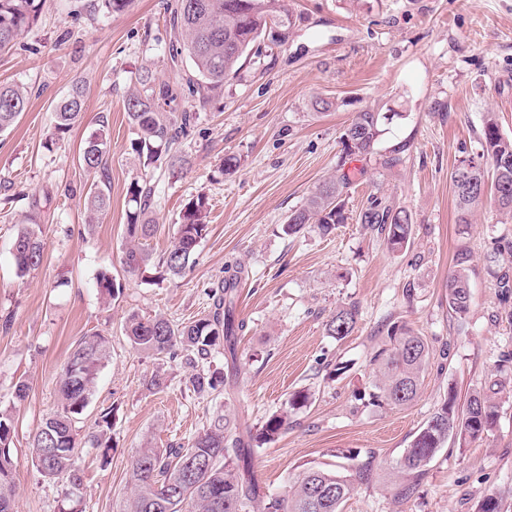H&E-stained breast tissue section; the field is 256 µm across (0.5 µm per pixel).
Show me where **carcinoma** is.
<instances>
[{"label":"carcinoma","instance_id":"cac0c4a2","mask_svg":"<svg viewBox=\"0 0 512 512\" xmlns=\"http://www.w3.org/2000/svg\"><path fill=\"white\" fill-rule=\"evenodd\" d=\"M41 0H0V51L9 48L37 20ZM170 8L173 27L179 38L170 42L168 52L175 61L188 56L197 80H188V91L200 98L224 86L241 67L246 53L274 25L284 24L288 15L286 0H173ZM139 83L145 94L130 96L126 113L135 138L131 147L146 155L151 163L165 160L171 171H181L188 159L172 147L190 137L196 113L182 112L171 118L161 111V102L172 97L170 87L153 88L154 80L142 74ZM29 105V96L18 85H0V133L13 128ZM84 93L74 85L56 103L53 129L56 138L66 135L81 118ZM388 116L373 110L354 115L342 136L343 154L336 175L323 182L308 202L293 210L282 231L297 236L309 229L327 235L347 220L345 198L350 177L344 171L349 158L368 156L380 136ZM107 133L100 124L83 148V166L100 176L94 190L84 201L90 219L98 218L109 206ZM482 154L468 165L466 179L451 175L457 211V223L470 224L471 209L487 195L499 213L512 220V138L504 136L493 114L485 117L481 132ZM126 244L122 263L130 274L140 272L151 260L143 240L154 232L152 209L154 190L150 182L133 181L128 190ZM208 206L200 196L183 212L170 248L160 258L164 274L178 276L195 262L197 248L207 235ZM357 223L384 237L393 251L407 247L411 224L407 214L394 206L373 200L362 209ZM41 226L24 224L12 242V254L20 275L36 269L43 257ZM448 277V308L459 316L469 313L471 304V254L460 248L453 258ZM242 276L236 274L209 288L213 311L184 326H175L161 315H128L124 331L130 344L151 356L175 359L187 351L191 373L185 380L188 391L198 397L218 399L224 393V372L202 366L212 352L221 348L227 373L238 375L236 337L244 323L235 318L233 298ZM99 293L106 302L120 294L122 285L108 269L96 276ZM358 317L356 306L336 310L326 323L329 335L340 340L348 336ZM111 357L108 341L100 333L83 337L74 347L60 375V401L57 409L43 418L30 443L31 461L46 479L64 484L59 512H83L82 482L76 464V449L81 445L98 449L102 463L110 461L112 412L100 416L97 430L81 435V419L95 393L102 369ZM428 364V346L406 325L387 329L386 339L372 354L369 366L374 375L368 403L373 406L405 407L415 401L423 372ZM307 395L297 394L288 401V409L272 415L257 434L241 428L237 414L221 405L209 423L188 444L156 448L147 443L132 458L127 482L133 494L120 512H341L344 501L354 490L352 476L311 467L298 475L283 496L266 493L253 470L252 441L272 440L288 430L290 410L306 403ZM499 406L490 398L474 392L465 403L458 402L454 390H448L442 404L415 433L400 459V494L414 492L425 474V467L448 438L461 445L482 438L498 419ZM15 420L10 411L0 410V512L13 506L15 487L11 446Z\"/></svg>","mask_w":512,"mask_h":512}]
</instances>
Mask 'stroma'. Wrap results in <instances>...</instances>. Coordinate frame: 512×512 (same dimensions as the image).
<instances>
[{
    "label": "stroma",
    "instance_id": "1",
    "mask_svg": "<svg viewBox=\"0 0 512 512\" xmlns=\"http://www.w3.org/2000/svg\"><path fill=\"white\" fill-rule=\"evenodd\" d=\"M167 0H131L106 13L99 0H43L36 24L0 52V83L28 87L32 98L14 128L0 134V407L13 408L16 512H58L62 485L44 479L30 459L29 440L58 405L56 382L77 342L93 332L108 337L111 358L82 418L94 428L112 413L109 465L82 448L85 512H118L128 493L126 472L145 443L166 448L191 440L215 403L187 391V366L149 357L123 334L129 313L160 314L185 325L208 314L204 293L236 268L247 272L235 298L240 372L227 385L228 404L254 427L285 408L297 391L306 406L293 411L288 432L254 454L257 478L284 493L311 466L349 474L351 455L371 462L343 512H478L487 496L512 512V294L498 278L512 255V220L490 202L476 206L468 226L456 222L450 175L459 160L481 154L480 134L494 113L512 137V0H288L283 44L264 39L238 75L205 100L191 97L189 59L171 62L175 38ZM155 84L175 82L167 109L194 112L193 136L180 143L191 158L181 174L145 164L132 152L125 110L140 89L139 74ZM84 89V115L55 139L53 108L72 85ZM332 101L318 112L315 100ZM389 114L376 153L348 160L350 214L326 237L296 238L281 230L336 169L341 136L356 112ZM107 118L110 205L89 222L84 199L95 179L79 157ZM396 154L383 167L380 158ZM240 167L224 173L225 155ZM154 188L157 229L148 239L153 259L129 274L122 264L132 181ZM208 201V234L183 275L161 278L157 259L169 248L191 199ZM403 208L412 238L391 252L383 236L356 216L371 200ZM22 224L43 229L41 265L18 276L11 250ZM473 253L472 303L465 317L448 307V275L460 247ZM110 269L123 285L103 304L96 275ZM353 304L357 323L345 339L329 336L337 308ZM404 323L425 338L429 360L418 399L406 407L373 408L358 401L370 390L369 359L388 325ZM161 372L167 386L148 387ZM29 382L14 403L18 379ZM481 392L499 403L483 439L450 441L434 456L413 495L399 497L397 460L449 390Z\"/></svg>",
    "mask_w": 512,
    "mask_h": 512
}]
</instances>
